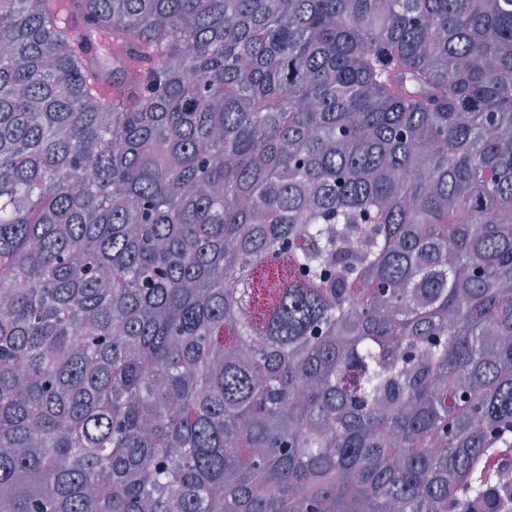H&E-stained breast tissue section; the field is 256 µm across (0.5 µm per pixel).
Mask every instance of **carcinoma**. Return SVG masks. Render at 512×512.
<instances>
[{"label": "carcinoma", "mask_w": 512, "mask_h": 512, "mask_svg": "<svg viewBox=\"0 0 512 512\" xmlns=\"http://www.w3.org/2000/svg\"><path fill=\"white\" fill-rule=\"evenodd\" d=\"M56 2L0 0V512H512V0Z\"/></svg>", "instance_id": "cac0c4a2"}]
</instances>
